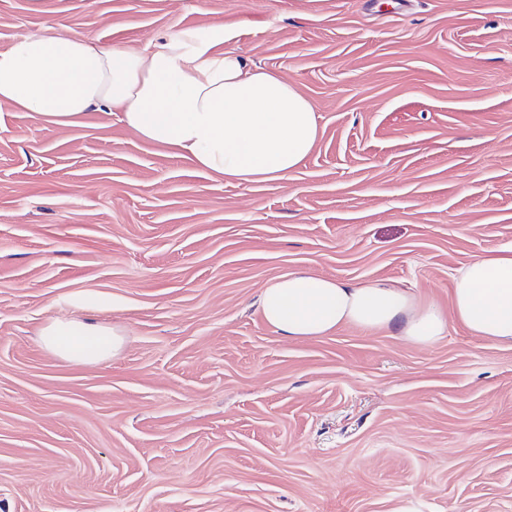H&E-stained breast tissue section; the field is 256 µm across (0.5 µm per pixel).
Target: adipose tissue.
Instances as JSON below:
<instances>
[{
	"instance_id": "1",
	"label": "adipose tissue",
	"mask_w": 512,
	"mask_h": 512,
	"mask_svg": "<svg viewBox=\"0 0 512 512\" xmlns=\"http://www.w3.org/2000/svg\"><path fill=\"white\" fill-rule=\"evenodd\" d=\"M224 28L168 33L152 49L105 48L59 33L22 36L0 46V102L59 125L107 107L139 138L190 157L241 185L287 179L318 136L310 102L275 72L225 48ZM453 310L420 301L385 280L349 285L305 271L261 289L267 325L291 340L346 326L387 331L428 346L456 320L472 335L512 348V250L479 257L454 281ZM42 346L69 362H97L119 350L116 328L54 319Z\"/></svg>"
}]
</instances>
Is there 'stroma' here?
Instances as JSON below:
<instances>
[{
    "instance_id": "obj_1",
    "label": "stroma",
    "mask_w": 512,
    "mask_h": 512,
    "mask_svg": "<svg viewBox=\"0 0 512 512\" xmlns=\"http://www.w3.org/2000/svg\"><path fill=\"white\" fill-rule=\"evenodd\" d=\"M218 26L318 116L286 180L0 103V512H512V348L291 341L258 307L306 270L448 311L512 247V0H0V45ZM59 317L123 347L62 360ZM42 346L69 362H97L119 350L122 337L115 327L79 319H53L40 332Z\"/></svg>"
}]
</instances>
